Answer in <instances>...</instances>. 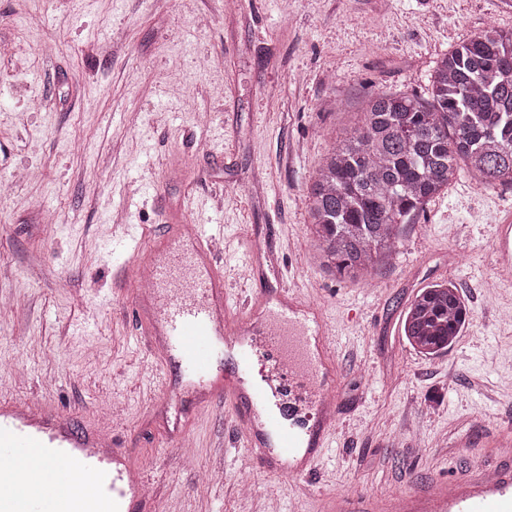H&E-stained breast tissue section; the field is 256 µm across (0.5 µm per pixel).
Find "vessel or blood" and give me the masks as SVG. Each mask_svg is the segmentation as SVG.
I'll use <instances>...</instances> for the list:
<instances>
[{"label":"vessel or blood","instance_id":"obj_1","mask_svg":"<svg viewBox=\"0 0 512 512\" xmlns=\"http://www.w3.org/2000/svg\"><path fill=\"white\" fill-rule=\"evenodd\" d=\"M213 225L192 231L169 225L150 242L130 239L126 269L149 267L151 312L143 335L159 336L153 348L149 396H174L166 364L176 359L182 381L197 394V405L233 403L234 423L244 429L248 455L269 472L299 478L323 457L333 423L311 427L287 400V377L305 379L311 404L335 398V352L328 323L319 309L286 287L277 288L279 307L267 310L268 289L232 296L224 286V267L212 256ZM499 264L512 265V223L498 224ZM42 449L52 480L57 469L92 479V498L57 505L30 501L25 512H140L148 503L151 479L135 468L127 450L95 429L76 431L47 405L0 401V458L20 460L24 451ZM336 512H512V465L494 471L478 467L415 495L381 502L363 500L351 508L336 500Z\"/></svg>","mask_w":512,"mask_h":512}]
</instances>
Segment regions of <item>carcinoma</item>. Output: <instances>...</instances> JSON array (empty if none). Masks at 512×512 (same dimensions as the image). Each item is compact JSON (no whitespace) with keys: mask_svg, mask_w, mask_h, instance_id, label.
I'll return each instance as SVG.
<instances>
[{"mask_svg":"<svg viewBox=\"0 0 512 512\" xmlns=\"http://www.w3.org/2000/svg\"><path fill=\"white\" fill-rule=\"evenodd\" d=\"M463 169L481 184L512 186V32L494 26L437 60L429 99L378 90L357 127L337 135L308 192L320 266L370 276L397 252L402 225ZM467 318L457 288L433 284L407 306L403 336L418 353L439 355Z\"/></svg>","mask_w":512,"mask_h":512,"instance_id":"1","label":"carcinoma"}]
</instances>
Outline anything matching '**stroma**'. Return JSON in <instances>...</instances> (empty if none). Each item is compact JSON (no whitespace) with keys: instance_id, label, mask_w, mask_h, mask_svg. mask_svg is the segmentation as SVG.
Returning <instances> with one entry per match:
<instances>
[{"instance_id":"stroma-1","label":"stroma","mask_w":512,"mask_h":512,"mask_svg":"<svg viewBox=\"0 0 512 512\" xmlns=\"http://www.w3.org/2000/svg\"><path fill=\"white\" fill-rule=\"evenodd\" d=\"M489 24L512 31V0H0V397L110 427L155 481L156 512H330L339 495L403 496L506 460L512 281L494 245L512 187L460 173L363 281L314 262L306 208L364 98L426 94L438 58ZM175 216L223 225L227 287L287 281L333 327L336 433L307 477L253 468L226 411L192 404L188 455L161 461L167 423L145 395L150 346L121 265L128 232ZM448 281L469 320L426 357L401 320Z\"/></svg>"}]
</instances>
